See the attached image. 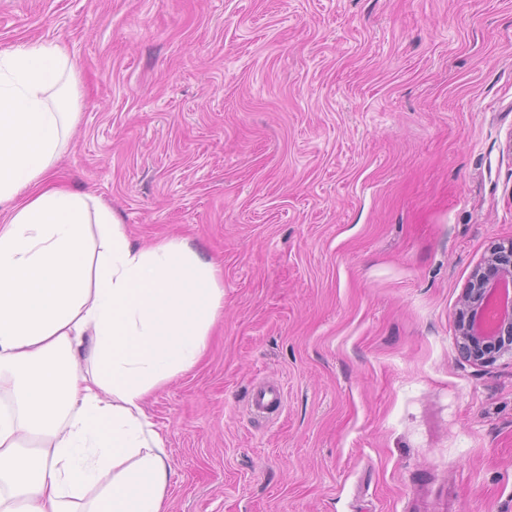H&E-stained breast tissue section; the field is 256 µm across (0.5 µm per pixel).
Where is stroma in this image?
<instances>
[{"label": "stroma", "mask_w": 512, "mask_h": 512, "mask_svg": "<svg viewBox=\"0 0 512 512\" xmlns=\"http://www.w3.org/2000/svg\"><path fill=\"white\" fill-rule=\"evenodd\" d=\"M24 40L79 74L70 185L221 271L146 407L169 512H512V354L456 344L512 239V0H0ZM285 398L284 385L277 381H266L252 390L248 408L257 417L269 418L277 415L283 408Z\"/></svg>", "instance_id": "35a3bbf8"}]
</instances>
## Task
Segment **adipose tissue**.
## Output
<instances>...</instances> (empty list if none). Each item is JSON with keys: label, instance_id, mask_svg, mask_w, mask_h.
Returning <instances> with one entry per match:
<instances>
[{"label": "adipose tissue", "instance_id": "adipose-tissue-1", "mask_svg": "<svg viewBox=\"0 0 512 512\" xmlns=\"http://www.w3.org/2000/svg\"><path fill=\"white\" fill-rule=\"evenodd\" d=\"M78 73L56 42L0 49V512H167L149 397L203 359L217 265L134 244L100 197L52 180Z\"/></svg>", "mask_w": 512, "mask_h": 512}]
</instances>
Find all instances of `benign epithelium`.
Instances as JSON below:
<instances>
[{
    "mask_svg": "<svg viewBox=\"0 0 512 512\" xmlns=\"http://www.w3.org/2000/svg\"><path fill=\"white\" fill-rule=\"evenodd\" d=\"M512 282V242L495 244L463 291L457 320L462 356L478 365L512 350V304L504 297Z\"/></svg>",
    "mask_w": 512,
    "mask_h": 512,
    "instance_id": "7a95c632",
    "label": "benign epithelium"
}]
</instances>
